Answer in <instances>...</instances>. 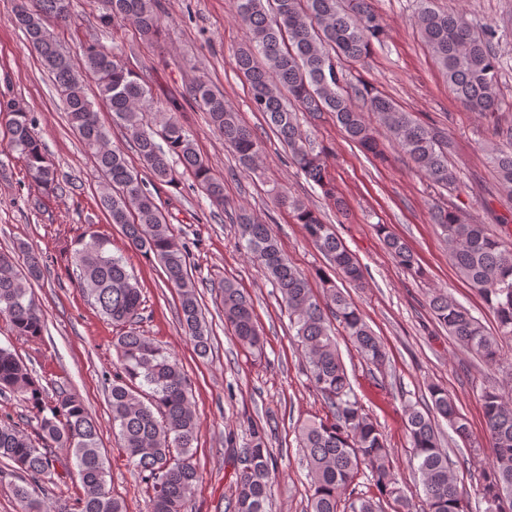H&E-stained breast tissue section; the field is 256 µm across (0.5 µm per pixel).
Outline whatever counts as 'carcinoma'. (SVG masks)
Returning a JSON list of instances; mask_svg holds the SVG:
<instances>
[{"mask_svg":"<svg viewBox=\"0 0 512 512\" xmlns=\"http://www.w3.org/2000/svg\"><path fill=\"white\" fill-rule=\"evenodd\" d=\"M102 26L115 21L132 23L146 39L162 28L158 0H94ZM236 20L251 31L250 43L233 55V66L249 86L255 111L287 146L289 158L305 177L336 202V186L322 159L298 121L304 113L318 119L336 118L344 134L365 152L382 155L379 130L397 144L415 171L431 185L452 189L459 183L449 166L453 145L444 131L420 123L393 100L368 87L344 86L336 60L363 63L373 41L383 35V17L370 0H230ZM14 20L32 53L40 58L62 95L69 124L78 133L101 176L100 204L109 223L118 225L130 248L158 261L168 285L179 295V322L205 357L211 349L209 327L202 315L199 294L188 272L187 247L170 231L167 215L147 191L141 173L131 167L122 149L111 145L109 131L89 99L85 78L94 79L97 98L126 130L143 168L156 181L176 186L190 176L210 204L224 209V181L213 176L197 151L194 139L173 118L153 128L150 89L143 76L128 67L122 55L95 39L83 48L76 66L46 28V21L66 27L72 21V0H15ZM413 24L448 80L455 99L468 112L493 115L501 107V57L494 51L495 30L475 29L459 11H442L434 0H420ZM199 108L247 169L261 151L253 131L229 107L224 93L206 82L191 87ZM9 149L24 160L26 178L42 194L63 193L57 171L35 133L36 120L17 98H0V114ZM163 143H158L156 138ZM488 163L500 185L512 196V135L485 148ZM182 170H177L176 166ZM276 204L289 210L311 242L328 258L336 273L354 287L364 284V267L339 239L333 227L305 202L285 192ZM239 247L263 268L288 310L290 328L301 349L307 385L319 395L328 414L297 427L309 479L307 512H382L391 501L398 512H412L399 485L393 453L377 422L358 399L339 353L333 323H338L365 364L379 372L389 358L381 339L364 315L337 287L321 275V292L309 277L281 253L272 225L236 216ZM450 247L458 274L477 289L494 312L496 329L488 330L471 311L443 289L434 291L429 309L459 345L488 367L502 363L501 343L512 339V246L488 225L453 208L433 213ZM387 251L411 276L422 271L409 245L387 224L376 225ZM110 240L101 235L74 241L70 259L90 305L119 329L113 341L119 372L112 380L108 406L112 430L146 485V512H184L202 480L193 463L197 421L187 374L179 362L152 342L136 325L142 320V291L127 264L112 255ZM25 274L16 271L15 256L0 253V316L17 336L39 339L44 320L27 288L43 276L38 257L25 254ZM224 323L241 345L263 350L252 300L232 282L220 290ZM423 403L406 408L410 442L409 465L423 489L422 512H465L464 498L441 448L440 422L466 446H471L469 423L448 388L432 383ZM9 395L37 410L36 438L8 420H0V459L25 474L13 494L21 512H127L122 498L107 488L108 470L100 430L84 402L76 395H49L32 369L9 348L0 347V396ZM486 438L493 457L479 481L485 512H512V395L494 386L481 392ZM249 443L236 459L234 495L228 512H268L271 485L278 476V460L269 448L264 427L249 424ZM67 448L72 467L58 472L52 448ZM76 477L83 494L70 505L48 503L38 491L47 483ZM365 477L372 493L354 495L357 480Z\"/></svg>","mask_w":512,"mask_h":512,"instance_id":"obj_1","label":"carcinoma"}]
</instances>
